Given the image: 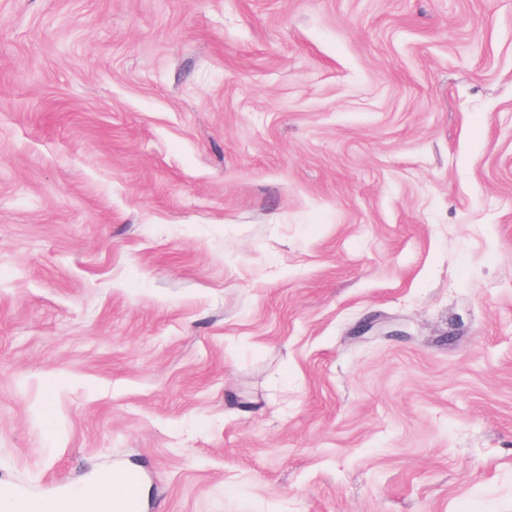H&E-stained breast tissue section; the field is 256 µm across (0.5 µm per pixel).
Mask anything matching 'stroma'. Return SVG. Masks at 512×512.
<instances>
[{"label":"stroma","mask_w":512,"mask_h":512,"mask_svg":"<svg viewBox=\"0 0 512 512\" xmlns=\"http://www.w3.org/2000/svg\"><path fill=\"white\" fill-rule=\"evenodd\" d=\"M143 512H512V0H0V483ZM112 476L121 484H124V494L115 502L113 499L119 496L123 489L118 483L113 482ZM138 482L139 476L133 471L125 473L117 472L112 475H107L102 479L99 493L102 498L112 504L111 511L113 512H139L140 508L137 497Z\"/></svg>","instance_id":"stroma-1"}]
</instances>
